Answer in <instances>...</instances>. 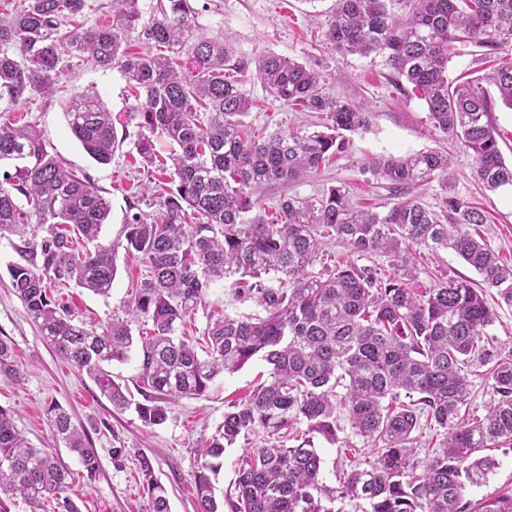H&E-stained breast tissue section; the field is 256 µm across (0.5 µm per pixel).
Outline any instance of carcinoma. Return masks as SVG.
<instances>
[{"label": "carcinoma", "instance_id": "1", "mask_svg": "<svg viewBox=\"0 0 512 512\" xmlns=\"http://www.w3.org/2000/svg\"><path fill=\"white\" fill-rule=\"evenodd\" d=\"M401 6L394 11L393 5ZM87 0H24L0 16V112L34 91L49 93L61 63L87 57L120 68L139 89L130 114L140 129L137 151L146 165L169 147L172 188L152 197L156 213L132 215L125 234L147 273L128 314L152 323L138 358L145 402L135 409L144 425L167 420L166 403L204 396L220 375L254 357L268 379L250 398L224 412L209 440L210 460L194 476L197 512H218L210 474L240 436L262 428L278 434L306 424L294 446L272 443L237 462L238 495L230 512H335L338 499L367 504L362 512H512V493L473 508L466 486L484 483L498 460L483 450L512 447V350L494 346L488 329L497 315L484 292L494 289L512 307V263L480 234L485 214L458 196L448 181V154L428 151L368 163L372 174L406 195L440 174V203H395L384 214L355 205L343 186L314 197H283L272 216L258 193L269 184L304 178L347 150L349 135L366 131L370 113L329 87L311 64L271 51L251 62L229 39L200 32L192 0H113L112 23L72 22ZM144 45L129 51L131 34ZM325 37L341 54L381 55L393 78L406 80L427 105L434 129L470 152L476 177L489 191L512 186L493 122L496 107L512 110V0H335ZM473 46V63L501 54L481 76L467 70L448 78L458 47ZM276 101L315 112L312 132L256 130L244 118L252 100L241 90L250 65ZM71 134L96 162L112 159L117 136L112 112L92 92L72 96L64 112ZM0 238L14 235L19 260L7 267L11 287L41 336L58 355L86 371L118 410L131 399L104 365L128 359L134 346L127 323L102 331L75 322L53 289L75 284L107 297L117 275L116 248L98 243L111 205L85 178L50 154L32 126L0 124ZM35 228L47 236L36 239ZM357 257L378 254L387 264L321 261L326 240ZM452 250L481 277L420 280L416 252ZM252 279L241 287L245 278ZM231 282L234 297L251 300L260 315L207 309L212 285ZM203 314L205 356L177 336L179 325ZM468 364L490 366L496 400L482 417L470 414ZM22 372L11 345L0 339V381ZM354 434L373 443L377 457L354 467L340 487L322 480V459L310 434L336 438L337 411ZM52 448L34 447L0 406V512L19 495L30 512L56 499L61 512H78L66 495L73 473L56 449L75 455L87 475L99 469L86 435L58 406L48 410ZM442 430L441 449L417 457L421 422ZM151 512H170L151 461L140 459Z\"/></svg>", "mask_w": 512, "mask_h": 512}]
</instances>
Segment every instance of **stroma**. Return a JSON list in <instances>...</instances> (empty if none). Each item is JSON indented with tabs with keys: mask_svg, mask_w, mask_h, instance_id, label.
Here are the masks:
<instances>
[{
	"mask_svg": "<svg viewBox=\"0 0 512 512\" xmlns=\"http://www.w3.org/2000/svg\"><path fill=\"white\" fill-rule=\"evenodd\" d=\"M198 24L207 35L229 34L236 51L254 59L266 51L308 61L331 82L343 99L365 106L371 117L367 131L352 135L346 152L336 155L302 181L285 186L271 184L261 193V204L274 209L284 196L305 198L327 187L345 186L354 203L382 212L393 198L384 182L367 171L368 162L439 150L448 152V178L457 194L488 215L486 237L504 260L512 262V201L490 192L475 179L470 154L429 124L424 100L411 86L395 84L383 57L343 55L327 44L321 29L334 0H197ZM243 91L253 99L249 124L268 130L307 129L311 113L298 112L274 100L254 76L243 80ZM97 92L112 113L117 129L127 131L107 164L93 161L70 133L63 105L73 94ZM135 102L118 70H103L84 59L66 60L53 93L35 92L11 112H1L0 122L33 124L49 150L77 175L86 176L111 203L102 228L101 244L115 245L117 276L110 297L103 298L76 287L61 289L86 327L102 329L112 320L127 317L131 294L145 267L133 253H125L126 224L133 211L151 213L142 202V185L157 186L166 176L160 167H144L136 149L138 129L128 110ZM17 255L8 239H0V338L10 341L23 372L20 382L0 383V406L10 409L14 423L35 446L51 438L47 408L59 404L76 425L84 427L89 444L100 461L95 478H87L77 457L62 452L61 459L73 473L71 498L81 512H150L138 474V458H151L157 478L168 491L170 512H196L193 475L201 465L202 449L224 420L228 407L244 401L266 380L268 364L254 358L238 372L218 378L206 396L179 398L168 405L164 425L144 426L135 409L114 410L96 382L86 372L67 364L39 335L25 307L15 295L7 266ZM266 431L259 430L224 453L221 469L212 477L217 501L232 495L238 458L263 447ZM327 485H338L344 470L373 461L374 448L343 426L335 441L315 437ZM498 468L486 483L470 486L466 497L481 502L512 490V448L495 449Z\"/></svg>",
	"mask_w": 512,
	"mask_h": 512,
	"instance_id": "35a3bbf8",
	"label": "stroma"
}]
</instances>
